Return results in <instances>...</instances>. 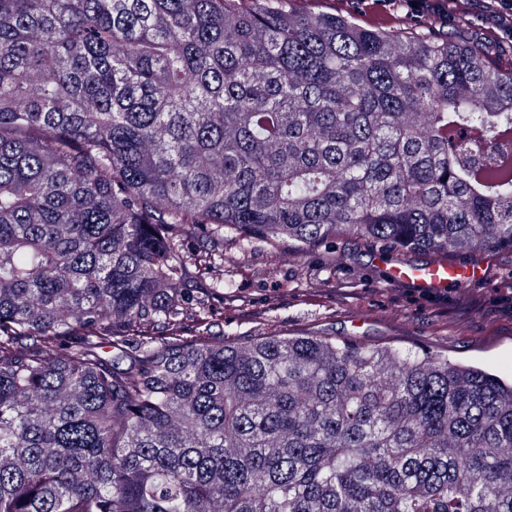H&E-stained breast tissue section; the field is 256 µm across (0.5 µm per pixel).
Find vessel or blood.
Wrapping results in <instances>:
<instances>
[{
    "label": "vessel or blood",
    "instance_id": "vessel-or-blood-1",
    "mask_svg": "<svg viewBox=\"0 0 512 512\" xmlns=\"http://www.w3.org/2000/svg\"><path fill=\"white\" fill-rule=\"evenodd\" d=\"M482 269L477 265H464L442 258L420 262H401L390 266L385 278L415 288L423 294H437L452 282H466L480 278Z\"/></svg>",
    "mask_w": 512,
    "mask_h": 512
}]
</instances>
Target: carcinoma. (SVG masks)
<instances>
[{
	"label": "carcinoma",
	"instance_id": "obj_1",
	"mask_svg": "<svg viewBox=\"0 0 512 512\" xmlns=\"http://www.w3.org/2000/svg\"><path fill=\"white\" fill-rule=\"evenodd\" d=\"M242 2L0 0V512H512V382L212 340L176 232L512 247V12Z\"/></svg>",
	"mask_w": 512,
	"mask_h": 512
}]
</instances>
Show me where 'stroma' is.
<instances>
[{
    "instance_id": "stroma-1",
    "label": "stroma",
    "mask_w": 512,
    "mask_h": 512,
    "mask_svg": "<svg viewBox=\"0 0 512 512\" xmlns=\"http://www.w3.org/2000/svg\"><path fill=\"white\" fill-rule=\"evenodd\" d=\"M400 258L348 236L337 239L331 254L225 229L224 293L246 296L247 302L225 304L214 332L237 341L310 330L434 351L511 378L512 249L480 256L483 280L430 296L386 282V266Z\"/></svg>"
}]
</instances>
